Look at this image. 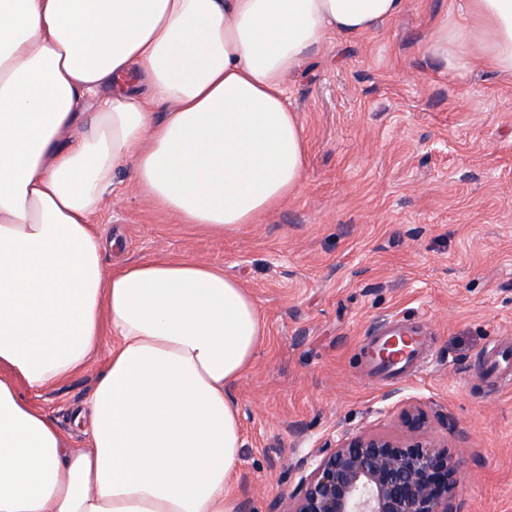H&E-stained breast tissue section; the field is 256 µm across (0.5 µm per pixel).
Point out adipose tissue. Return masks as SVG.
I'll use <instances>...</instances> for the list:
<instances>
[{"label":"adipose tissue","instance_id":"ef3b65f1","mask_svg":"<svg viewBox=\"0 0 512 512\" xmlns=\"http://www.w3.org/2000/svg\"><path fill=\"white\" fill-rule=\"evenodd\" d=\"M407 0H0V512H237L231 391L266 334L221 266L105 268L118 169L216 236L281 208L307 147L285 82ZM426 54L512 75V0H465ZM163 114H156V107ZM114 336L87 447L29 399Z\"/></svg>","mask_w":512,"mask_h":512}]
</instances>
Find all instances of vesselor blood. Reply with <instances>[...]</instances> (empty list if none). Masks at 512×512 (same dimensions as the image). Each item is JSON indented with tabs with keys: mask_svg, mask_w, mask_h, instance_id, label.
Instances as JSON below:
<instances>
[{
	"mask_svg": "<svg viewBox=\"0 0 512 512\" xmlns=\"http://www.w3.org/2000/svg\"><path fill=\"white\" fill-rule=\"evenodd\" d=\"M370 374L394 379L416 373L429 357L425 331L418 324L392 319L381 324L368 338ZM482 378L495 381L512 375V346L493 345L483 359Z\"/></svg>",
	"mask_w": 512,
	"mask_h": 512,
	"instance_id": "1",
	"label": "vessel or blood"
}]
</instances>
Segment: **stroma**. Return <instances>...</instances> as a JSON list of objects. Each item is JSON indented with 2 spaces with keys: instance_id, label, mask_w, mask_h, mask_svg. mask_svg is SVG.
Returning a JSON list of instances; mask_svg holds the SVG:
<instances>
[{
  "instance_id": "1",
  "label": "stroma",
  "mask_w": 512,
  "mask_h": 512,
  "mask_svg": "<svg viewBox=\"0 0 512 512\" xmlns=\"http://www.w3.org/2000/svg\"><path fill=\"white\" fill-rule=\"evenodd\" d=\"M461 0H407L381 29L315 48L286 83L307 144L286 206L221 238L179 224L127 172L96 216L123 249L112 266L164 252L222 265L267 333L234 386L244 446L238 512H272L314 446L341 432L399 435L423 411L460 464L458 512H512V385L482 381L487 348L512 341V77L446 67L423 43ZM390 317L423 321L426 371L385 383L366 336ZM112 348L32 402L83 448L73 411Z\"/></svg>"
}]
</instances>
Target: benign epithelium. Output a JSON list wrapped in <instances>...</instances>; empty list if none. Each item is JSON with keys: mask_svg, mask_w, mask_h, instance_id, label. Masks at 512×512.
<instances>
[{"mask_svg": "<svg viewBox=\"0 0 512 512\" xmlns=\"http://www.w3.org/2000/svg\"><path fill=\"white\" fill-rule=\"evenodd\" d=\"M323 447L282 512H452L459 471L436 442L343 433Z\"/></svg>", "mask_w": 512, "mask_h": 512, "instance_id": "obj_1", "label": "benign epithelium"}]
</instances>
